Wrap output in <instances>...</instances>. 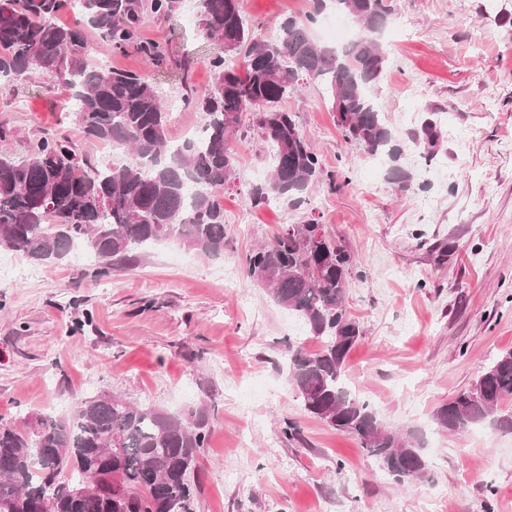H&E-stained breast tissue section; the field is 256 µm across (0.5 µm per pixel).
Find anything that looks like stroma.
<instances>
[{"instance_id": "obj_1", "label": "stroma", "mask_w": 512, "mask_h": 512, "mask_svg": "<svg viewBox=\"0 0 512 512\" xmlns=\"http://www.w3.org/2000/svg\"><path fill=\"white\" fill-rule=\"evenodd\" d=\"M389 63L373 95L403 147L413 183L389 177L347 146L321 87L307 82L283 102L341 189L312 188L307 203L254 209L248 191L270 155L233 142L239 177L224 191V252L203 257L174 242L152 246L104 277L72 256L45 264L0 248V421L66 415L102 392L172 412L205 408L211 430L195 470L196 512H512V434L485 426L448 434L429 417L491 359L512 349V0H388ZM307 0H243L262 36ZM192 0L167 20L147 19V38L191 70L158 80L166 102L184 88L204 94L218 50L195 22ZM449 118L432 162L410 138L425 118ZM22 156L40 130L81 133L72 93L36 78L0 85V123ZM313 220L356 260L345 294L363 339L346 382L390 429L424 432L429 469L397 482L351 435L307 415L282 368L283 337L319 347L265 289L224 269L291 225ZM295 421L299 440L280 425Z\"/></svg>"}]
</instances>
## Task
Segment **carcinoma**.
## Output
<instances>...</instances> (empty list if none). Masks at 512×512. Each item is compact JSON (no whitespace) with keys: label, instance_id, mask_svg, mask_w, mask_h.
Wrapping results in <instances>:
<instances>
[{"label":"carcinoma","instance_id":"carcinoma-1","mask_svg":"<svg viewBox=\"0 0 512 512\" xmlns=\"http://www.w3.org/2000/svg\"><path fill=\"white\" fill-rule=\"evenodd\" d=\"M183 2L0 0V75L14 88L41 74L76 90L72 112L83 137L127 150L124 161L97 166L68 134L43 130L27 142L24 157L0 153V248L44 263L86 249L99 275L165 239L200 256L222 255L219 197L238 176L230 140L270 148L268 178L249 192L254 207L275 200L300 207L315 185L336 188L295 116L279 108L301 80L325 91L346 144L367 157L387 156L392 180L411 185L395 134L372 95L387 64L379 41L392 21L385 0H312L306 19L282 20L267 39L257 37L262 24L247 21L239 0H196L200 32L221 40L223 51L209 59L208 91L181 97L183 107L203 114L201 135L174 145L156 74L171 66L186 71L189 59L174 60L167 45L144 38L142 30L147 17L169 19ZM327 9L352 20L357 35L348 45L312 40L309 24ZM66 11L71 24L58 23ZM88 28L112 53L138 54L145 70L89 63ZM239 56L243 75L234 64ZM260 109L264 123L244 122V115ZM442 137L441 127L427 119L412 135L414 151L430 161ZM243 266L248 282L267 290L320 342L309 352L300 342L283 340L287 382L306 413L355 437L398 481L424 478L423 434L384 427L370 403L345 386L346 359L364 336L360 321L343 306L354 255L308 221L253 249ZM506 395H512V350L440 405L432 423L448 433L486 423L512 432V413L499 412ZM33 425L36 444L30 428L0 422V504H8L9 512H106L98 493L75 500L56 486L59 460L38 447L64 451L70 484L112 480V512H194L190 474L210 433L205 409L173 415L100 393L76 402L65 419L42 415Z\"/></svg>","mask_w":512,"mask_h":512}]
</instances>
